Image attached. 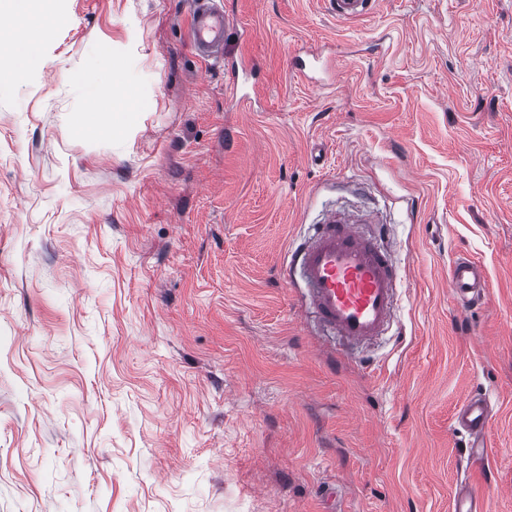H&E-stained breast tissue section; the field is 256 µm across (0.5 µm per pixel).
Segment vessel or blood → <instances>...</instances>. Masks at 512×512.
<instances>
[{
	"label": "vessel or blood",
	"mask_w": 512,
	"mask_h": 512,
	"mask_svg": "<svg viewBox=\"0 0 512 512\" xmlns=\"http://www.w3.org/2000/svg\"><path fill=\"white\" fill-rule=\"evenodd\" d=\"M339 20L373 14L378 0H328ZM189 41L203 60L224 57V37L234 25L216 0H191ZM299 271L306 285V303L318 322L349 346L359 347L384 335L398 302L400 279L393 255L378 241L361 235L348 218L329 213L310 242L294 251L281 268L283 277ZM448 284L464 308L484 298L487 276L476 260L453 262ZM491 409L479 394L466 399L454 415L456 426L471 438L473 455L485 448Z\"/></svg>",
	"instance_id": "obj_1"
}]
</instances>
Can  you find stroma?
<instances>
[{
  "mask_svg": "<svg viewBox=\"0 0 512 512\" xmlns=\"http://www.w3.org/2000/svg\"><path fill=\"white\" fill-rule=\"evenodd\" d=\"M223 4L213 62L189 0H0V512H452L465 480L512 512V0ZM32 13L58 23L20 83ZM93 90L111 131L78 124ZM330 209L401 277L353 350L280 274ZM189 41L192 50L203 60L224 57V36L234 26V19L216 0H191ZM329 10L338 20H356L373 14L377 0H328ZM88 112L92 117H108L111 122V126L108 129H112V112H123V107L121 104L114 102L112 98L103 97L98 92L92 91L89 97ZM448 284L453 299L461 307L470 308L485 296V269L476 260L468 257L458 258L449 269ZM491 409L486 399L475 394L466 399L454 415L456 426L471 438V451L474 457L483 453L485 436L490 426Z\"/></svg>",
  "mask_w": 512,
  "mask_h": 512,
  "instance_id": "obj_1",
  "label": "stroma"
}]
</instances>
